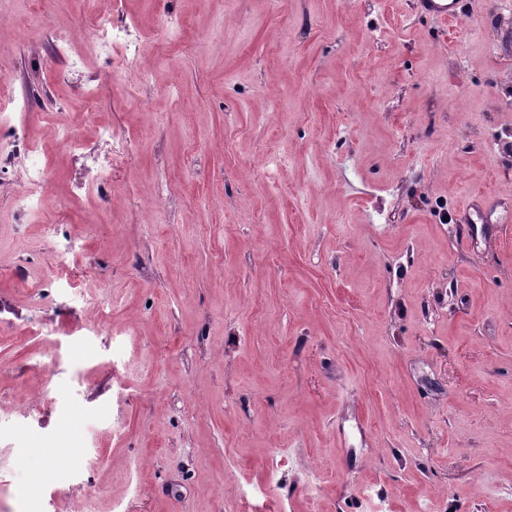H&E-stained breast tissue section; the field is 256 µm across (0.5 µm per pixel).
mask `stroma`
I'll return each mask as SVG.
<instances>
[{"label": "stroma", "instance_id": "obj_1", "mask_svg": "<svg viewBox=\"0 0 512 512\" xmlns=\"http://www.w3.org/2000/svg\"><path fill=\"white\" fill-rule=\"evenodd\" d=\"M463 10L0 0L49 162L26 217L0 170V512H512V0ZM92 30L98 43L113 53L114 77L121 78L125 73L136 68L135 49L125 28L114 26L108 18L95 17Z\"/></svg>", "mask_w": 512, "mask_h": 512}]
</instances>
